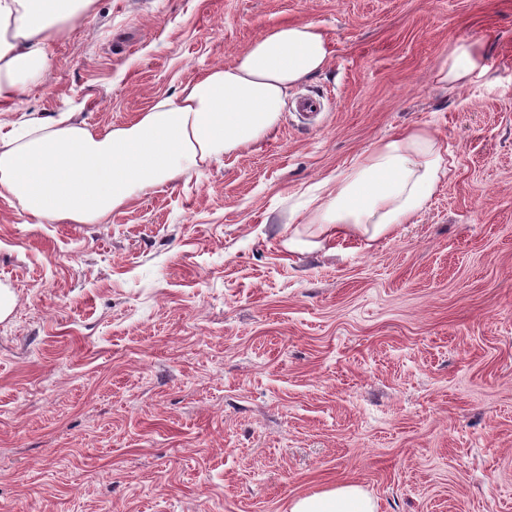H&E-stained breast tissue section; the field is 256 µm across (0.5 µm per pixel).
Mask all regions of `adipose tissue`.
I'll list each match as a JSON object with an SVG mask.
<instances>
[{
  "label": "adipose tissue",
  "instance_id": "1",
  "mask_svg": "<svg viewBox=\"0 0 512 512\" xmlns=\"http://www.w3.org/2000/svg\"><path fill=\"white\" fill-rule=\"evenodd\" d=\"M93 3L0 0V112L12 111L43 79L56 40ZM328 57L318 27L286 24L132 123L95 128L35 113L18 126L0 121V196L39 221L98 223L136 191L174 181L271 131L292 87L321 72ZM447 172L446 154L426 128L378 142L308 219L311 235L359 236L374 245L412 223ZM289 512H377V504L362 485L343 483L294 498Z\"/></svg>",
  "mask_w": 512,
  "mask_h": 512
}]
</instances>
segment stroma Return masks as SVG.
Listing matches in <instances>:
<instances>
[{
  "instance_id": "stroma-1",
  "label": "stroma",
  "mask_w": 512,
  "mask_h": 512,
  "mask_svg": "<svg viewBox=\"0 0 512 512\" xmlns=\"http://www.w3.org/2000/svg\"><path fill=\"white\" fill-rule=\"evenodd\" d=\"M302 23L328 65L248 147L98 224L0 197V512H512V0H95L4 118L124 125ZM413 127L450 162L414 223L289 248ZM474 64L475 60L470 47L458 48L449 63L448 57L442 63L439 71L441 81L458 82L462 80L471 72ZM289 512H377V504L358 483H343L293 499Z\"/></svg>"
}]
</instances>
